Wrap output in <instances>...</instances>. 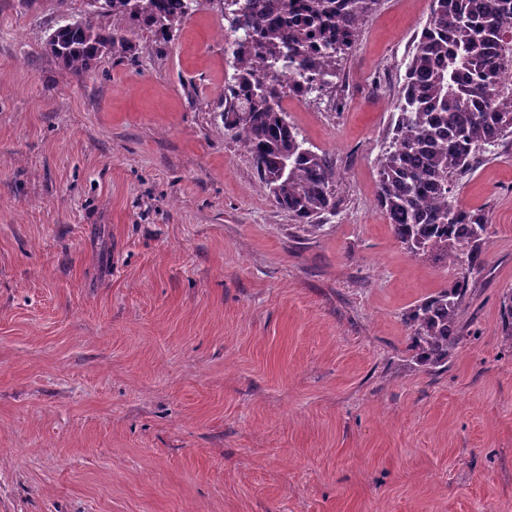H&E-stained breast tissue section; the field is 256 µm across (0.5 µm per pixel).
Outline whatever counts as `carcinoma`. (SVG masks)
I'll use <instances>...</instances> for the list:
<instances>
[{
	"instance_id": "obj_1",
	"label": "carcinoma",
	"mask_w": 512,
	"mask_h": 512,
	"mask_svg": "<svg viewBox=\"0 0 512 512\" xmlns=\"http://www.w3.org/2000/svg\"><path fill=\"white\" fill-rule=\"evenodd\" d=\"M97 11L125 15L166 40L186 16L213 0H93ZM248 16L259 43H233L224 92V129L248 144L257 174L275 202L298 223L315 228L336 213L340 172L323 153L305 146L277 105L278 93L253 80L260 53L271 71L294 67L320 92L336 76V61L351 50L376 0H301L300 23L286 22L290 0H220ZM123 43L89 16L63 30L50 53L88 70ZM512 0H432L405 66L388 146L378 160L377 204L410 253L435 255L458 269L446 288L409 310L412 344L422 363L442 366L460 341V317L470 277L480 269L491 219L483 208L458 204L462 179L481 156L495 155L512 136ZM501 336L512 343V291L504 298Z\"/></svg>"
}]
</instances>
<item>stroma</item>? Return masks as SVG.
<instances>
[{"instance_id":"obj_1","label":"stroma","mask_w":512,"mask_h":512,"mask_svg":"<svg viewBox=\"0 0 512 512\" xmlns=\"http://www.w3.org/2000/svg\"><path fill=\"white\" fill-rule=\"evenodd\" d=\"M431 0H378L288 120L344 178L298 224L218 106L224 16L128 17L90 70L45 46L90 0H0V512H512V137L445 366L407 312L447 287L377 205Z\"/></svg>"}]
</instances>
